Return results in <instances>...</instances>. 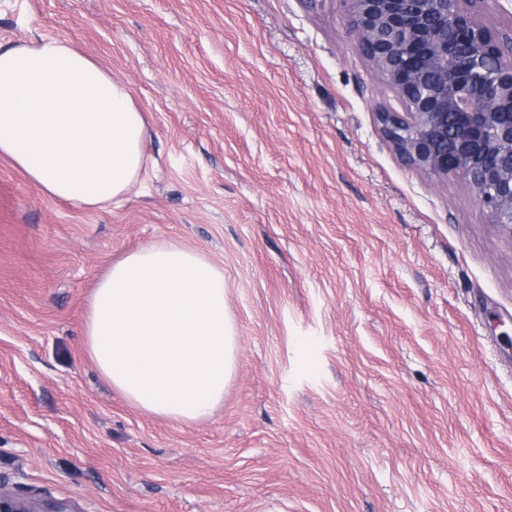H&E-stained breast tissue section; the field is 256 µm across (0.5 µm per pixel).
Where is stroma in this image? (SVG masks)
<instances>
[{
	"mask_svg": "<svg viewBox=\"0 0 512 512\" xmlns=\"http://www.w3.org/2000/svg\"><path fill=\"white\" fill-rule=\"evenodd\" d=\"M78 42L150 116L112 206L0 161V488L67 512H512V234L411 167L344 0H0V43ZM224 272L238 340L206 420L149 414L88 356L112 261Z\"/></svg>",
	"mask_w": 512,
	"mask_h": 512,
	"instance_id": "1",
	"label": "stroma"
}]
</instances>
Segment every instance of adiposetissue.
<instances>
[{
    "instance_id": "ef3b65f1",
    "label": "adipose tissue",
    "mask_w": 512,
    "mask_h": 512,
    "mask_svg": "<svg viewBox=\"0 0 512 512\" xmlns=\"http://www.w3.org/2000/svg\"><path fill=\"white\" fill-rule=\"evenodd\" d=\"M149 134L127 86L76 42L0 44V159L44 196L91 209L122 198L149 161ZM82 336L112 388L179 422L211 416L236 370L224 272L175 242L110 264L89 296Z\"/></svg>"
}]
</instances>
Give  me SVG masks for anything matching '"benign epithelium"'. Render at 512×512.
<instances>
[{"mask_svg":"<svg viewBox=\"0 0 512 512\" xmlns=\"http://www.w3.org/2000/svg\"><path fill=\"white\" fill-rule=\"evenodd\" d=\"M349 31L403 105L381 112L408 164L461 176L512 234V54L483 20L491 0H346ZM0 512H66L3 497Z\"/></svg>","mask_w":512,"mask_h":512,"instance_id":"obj_1","label":"benign epithelium"}]
</instances>
